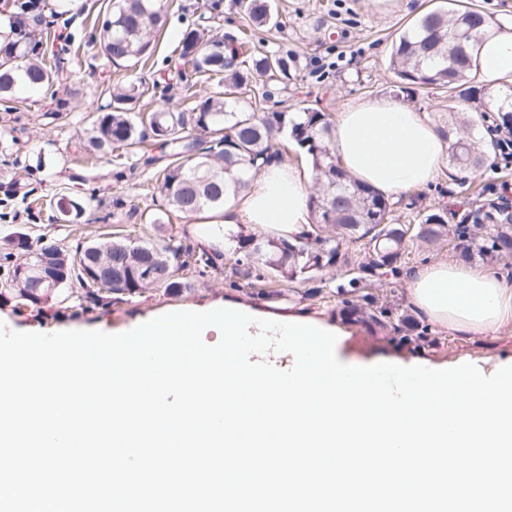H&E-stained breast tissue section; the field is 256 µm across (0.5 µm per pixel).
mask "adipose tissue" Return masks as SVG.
<instances>
[{
	"instance_id": "ef3b65f1",
	"label": "adipose tissue",
	"mask_w": 512,
	"mask_h": 512,
	"mask_svg": "<svg viewBox=\"0 0 512 512\" xmlns=\"http://www.w3.org/2000/svg\"><path fill=\"white\" fill-rule=\"evenodd\" d=\"M512 71V35L490 30L478 53L477 74L496 84ZM342 167L387 197L424 188L447 156L425 116L395 98L364 101L340 112L333 132ZM305 168L270 164L241 198H228L225 223L251 224L291 236L311 222ZM410 300L434 322L464 334L496 333L512 318V282L487 267L459 260L424 265L409 277Z\"/></svg>"
}]
</instances>
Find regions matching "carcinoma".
<instances>
[{"label":"carcinoma","instance_id":"carcinoma-1","mask_svg":"<svg viewBox=\"0 0 512 512\" xmlns=\"http://www.w3.org/2000/svg\"><path fill=\"white\" fill-rule=\"evenodd\" d=\"M237 6L257 27L282 25L270 0H237ZM160 0H114L101 24L100 50L114 67H134L151 54L160 19ZM488 18L475 8L435 9L417 17L392 43L390 66L396 77L392 92L397 97H413L427 86L448 88V100L463 99L482 103L489 96L483 87L473 85L478 49L487 34ZM471 33L467 52L459 50V35ZM41 43L35 30L19 29L5 45H0V97L18 88L37 89L55 80V73L40 60L35 47ZM224 56V39L203 24L184 32L178 59L197 74L216 83L211 95L201 98L189 112L157 107L148 112L132 111L146 93L142 81L118 85L91 122L90 151L109 154L123 150L136 155L132 165L153 166L157 158L144 149L147 134L170 148V161L158 171L161 193L168 211L182 215L216 212L224 198L245 193L265 165L283 161L281 146L291 141L305 150L311 161L314 190L309 207L314 216L311 230L296 238H265L239 230L234 237L236 274L247 286L262 282L265 274L287 280H311L315 274L336 266L344 239L366 240L365 261L344 287L353 294L365 276L393 278L401 273L398 262L405 250L409 224L396 218L395 208L413 214L416 237L436 242L447 236L454 248L465 254L491 258L512 257V214L505 213L486 183L463 209H430L422 198L411 196L393 201L356 181L338 165L333 148V126L323 112L305 108L301 112L264 110V98L252 89L253 79L268 75L286 78L288 56L255 50L243 60ZM511 94L495 110L481 112L480 127L473 128L464 113L448 107V157L452 165L471 161V168H508L501 140L481 135V128L494 114L498 128L512 130ZM201 137H190L193 129ZM322 227L341 230V238L331 241L319 235ZM85 253L99 258L101 267L86 270L74 265V256L56 245H43L34 251L31 262L46 256L50 271L61 277L60 287L73 282L89 288L87 300L102 301L104 288L98 279L112 272V293L136 295L152 288L176 291L184 286L178 271L209 264L210 258L174 238H98L81 246ZM153 275L146 278L145 268ZM19 265L7 268V278L18 296L38 306L49 299L34 294L26 277L18 275Z\"/></svg>","mask_w":512,"mask_h":512}]
</instances>
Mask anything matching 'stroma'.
<instances>
[{
    "mask_svg": "<svg viewBox=\"0 0 512 512\" xmlns=\"http://www.w3.org/2000/svg\"><path fill=\"white\" fill-rule=\"evenodd\" d=\"M109 0H46L37 30L48 33L42 50L63 69L53 87L16 90L0 99V254L8 242L24 237L31 245L45 242L65 250L78 243L118 232L149 237L150 216L165 202L153 170L121 169L120 165L84 162L85 131L122 69L108 64L95 43ZM161 29L148 61L135 73L159 87L153 106L191 111L193 101L180 94L183 84L198 96L209 95L213 83L195 73H181L176 47L185 30L200 14H208L215 33L239 38L246 20L235 0H162ZM284 21L281 29L265 32V48L294 57L287 82L256 81L267 90L271 111L299 112L312 108L336 118L339 112L364 100L391 96L395 77L389 68L391 41L420 14L443 0H274ZM57 193L81 198L85 212L79 223L57 221L48 205ZM210 213L191 219L172 214L162 236L193 246L197 251L223 242L222 225L211 223ZM13 252V251H10ZM335 267L313 280L274 279L259 288H237L232 249L214 253L212 267L187 274L188 285L176 292L157 288L136 296L112 295L98 306L88 305L86 288L71 284L58 300L41 307L26 306L14 289L0 285V323L21 332L55 333L97 330L123 333L159 315L175 311L232 308L279 322L300 316L311 325L338 333L337 358L352 366L394 363L433 369L472 363L491 368L512 360V319L492 335H466L430 320L410 300L405 280L372 279L365 293H354L356 304L373 302L392 312L386 326L350 319L338 288L364 259V245L349 242L341 248ZM15 262L27 261L24 251L13 252Z\"/></svg>",
    "mask_w": 512,
    "mask_h": 512,
    "instance_id": "35a3bbf8",
    "label": "stroma"
}]
</instances>
